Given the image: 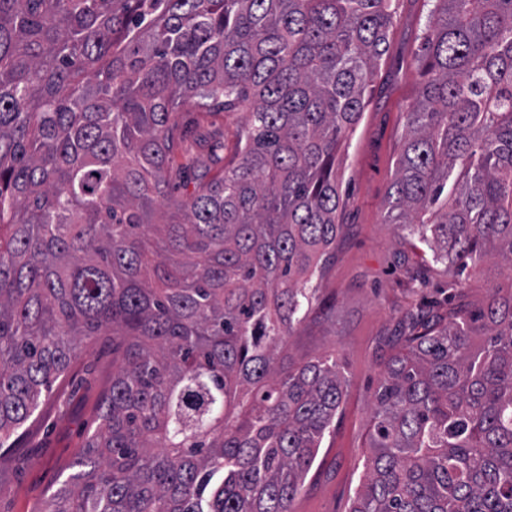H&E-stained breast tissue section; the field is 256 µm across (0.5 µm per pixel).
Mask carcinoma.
<instances>
[{"mask_svg": "<svg viewBox=\"0 0 512 512\" xmlns=\"http://www.w3.org/2000/svg\"><path fill=\"white\" fill-rule=\"evenodd\" d=\"M392 0H0V448L91 336L112 383L40 512H291L346 381L281 354L341 225ZM384 223L512 268V0H433ZM249 109L190 175L184 114ZM193 186L172 195L176 182ZM408 314L348 512H512V293Z\"/></svg>", "mask_w": 512, "mask_h": 512, "instance_id": "obj_1", "label": "carcinoma"}]
</instances>
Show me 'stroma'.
<instances>
[{"label": "stroma", "instance_id": "1", "mask_svg": "<svg viewBox=\"0 0 512 512\" xmlns=\"http://www.w3.org/2000/svg\"><path fill=\"white\" fill-rule=\"evenodd\" d=\"M387 52L368 105L349 147L336 155L343 230L335 255L318 279V303L290 344L299 360L335 351L348 387L293 512H347L364 474L367 429L379 371L391 354L407 313L435 315L432 301L448 294V266L396 225L383 221L397 168L406 114L424 80L418 50L430 0H393ZM512 290V270L487 259L470 272L460 297L468 307L488 289ZM112 381V339L94 336L85 354L57 381L49 398L0 456V512H40L49 494L69 475L89 432L100 422L102 397Z\"/></svg>", "mask_w": 512, "mask_h": 512}]
</instances>
